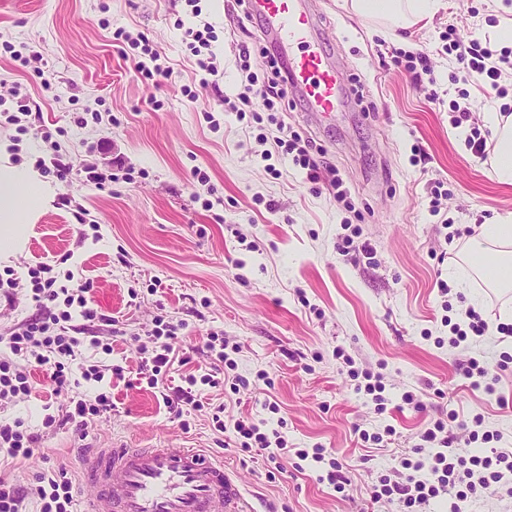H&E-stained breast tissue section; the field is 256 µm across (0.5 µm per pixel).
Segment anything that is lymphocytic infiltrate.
<instances>
[{
	"instance_id": "lymphocytic-infiltrate-1",
	"label": "lymphocytic infiltrate",
	"mask_w": 512,
	"mask_h": 512,
	"mask_svg": "<svg viewBox=\"0 0 512 512\" xmlns=\"http://www.w3.org/2000/svg\"><path fill=\"white\" fill-rule=\"evenodd\" d=\"M197 23L188 28L189 44L195 59V75H215L211 65L212 45L217 41L214 26L202 20L198 0H184ZM113 40L119 49L136 52L135 69L144 79L167 75L168 66L161 64L160 54L145 36L134 37L124 29H116ZM450 52L461 66L462 79L478 86L484 92L503 94L501 80L512 70V52L494 50L482 45L479 38L465 41L452 40ZM251 48L241 43L238 49L240 70L244 76V90L238 99L242 104L237 116L245 120L247 127L258 128L264 123L265 112L278 110L288 96L287 74L283 67L272 69V76L259 80L252 72L249 60ZM261 97L265 110L249 109L251 97ZM31 285V298L39 312L18 325L5 339L8 354H0V399L26 398L32 391L30 382L34 370L45 372L55 396L63 397L60 414H45L44 429L52 430L65 422L85 425L87 418H101L111 413L113 403L104 393L95 396H71L72 388L83 381L102 382L105 377L122 378L124 369L119 365L93 361L79 357L78 349L90 345L91 349L111 354V343L98 337L83 339L75 318L92 321L96 311L89 305V285L76 279L73 272L59 273L54 264L37 262L27 270ZM179 326L170 320L157 319L149 333L152 344L150 356L142 357L140 371L146 372L151 386H158L163 369L174 363ZM446 425L436 420L432 427L421 434V441L431 445L428 455L417 460H404V468L410 469L411 477L400 483L390 478H380L372 496L380 501L397 500L401 512H418L431 499L445 491L454 492L457 501H467L475 494L496 495L501 489H512V448H494L489 453L467 457H451L446 453L448 439L444 435ZM40 440L38 432L21 420H0V451L13 458H29ZM35 501L39 512H73L72 483L66 472L44 471L25 487H17L0 480V512H26V501Z\"/></svg>"
}]
</instances>
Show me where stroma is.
I'll return each instance as SVG.
<instances>
[{
    "mask_svg": "<svg viewBox=\"0 0 512 512\" xmlns=\"http://www.w3.org/2000/svg\"><path fill=\"white\" fill-rule=\"evenodd\" d=\"M200 5L218 34L217 75L208 87L194 81L186 59L183 34L194 20L182 0H0V95L17 86L40 105L25 135L1 123L0 142L20 136L10 159L28 165L51 156L42 131H59L63 160L73 168L66 183L43 175L55 198L30 216L23 246L0 261V271L13 269L23 280L29 265L62 258L67 269L82 272L99 315L84 322V332L110 337L104 320L118 319L123 333L111 337V361L125 369L123 380L75 389L79 396L110 395V417L44 434L32 457L0 460V479L24 486L61 468L78 499L85 491L83 450L121 440L131 448L206 449L240 476L258 512H396L373 502L371 490L379 476L400 471L436 419L447 422L450 453L476 450L458 422L477 414L483 430L500 434L501 447L512 446V362L503 359L512 343L496 330L512 297L476 278L446 295L438 288L462 254L447 242L448 228L512 212V186L499 184L466 141L471 128L483 127L484 112L512 108V84L501 98L457 80L443 41L450 30L461 38L485 34L498 22L493 0H448L410 39L351 13L343 0H313L321 38L358 98L322 123L289 96L261 131L243 128L234 112L243 86L238 27L226 2ZM119 28L148 37L172 74L144 80L113 44ZM7 43L29 56V67L4 51ZM399 51L429 54L443 105L431 103L426 86L395 64ZM44 78L51 90H43ZM456 104L470 113L458 127ZM282 124L321 148L318 185L275 154ZM92 164L114 181L101 188L87 182L84 169ZM196 168L207 174L206 184L193 179ZM336 178L351 208L334 200ZM66 197L98 221V237H81ZM347 223L360 234L345 252ZM365 242L372 256L361 253ZM472 294L482 300L489 329L453 345L444 320L468 308ZM160 315L182 325L189 362L181 374L208 373L202 347L211 333L234 348L236 366L221 368L218 386L195 387L203 403L223 406V430L204 412L182 429L159 390L139 375L133 340ZM340 349L356 368L382 375L386 412L356 391L336 357ZM472 358L488 370L479 389L463 374ZM31 384L29 398L0 405V417L40 427L51 391L42 371H33ZM407 392L414 404L403 403ZM269 401L278 413L266 409ZM242 417L266 420L292 454L240 448L233 424ZM364 431L382 434V442L362 440ZM318 448L320 462L295 455ZM333 460L339 486L325 479Z\"/></svg>",
    "mask_w": 512,
    "mask_h": 512,
    "instance_id": "1",
    "label": "stroma"
}]
</instances>
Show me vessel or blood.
Returning a JSON list of instances; mask_svg holds the SVG:
<instances>
[{
	"label": "vessel or blood",
	"mask_w": 512,
	"mask_h": 512,
	"mask_svg": "<svg viewBox=\"0 0 512 512\" xmlns=\"http://www.w3.org/2000/svg\"><path fill=\"white\" fill-rule=\"evenodd\" d=\"M263 30L288 67V88L310 111L330 116L348 91L308 0H252ZM81 512H254L237 474L198 448L113 445L83 454Z\"/></svg>",
	"instance_id": "1"
}]
</instances>
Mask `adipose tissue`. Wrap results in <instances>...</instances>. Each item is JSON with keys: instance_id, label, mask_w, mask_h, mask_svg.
I'll use <instances>...</instances> for the list:
<instances>
[{"instance_id": "1", "label": "adipose tissue", "mask_w": 512, "mask_h": 512, "mask_svg": "<svg viewBox=\"0 0 512 512\" xmlns=\"http://www.w3.org/2000/svg\"><path fill=\"white\" fill-rule=\"evenodd\" d=\"M359 16L400 28L432 20L446 6L445 0H344ZM484 120L493 143L490 164L498 183L512 185V114L492 111ZM51 191L33 167L0 164V254H10L26 232L25 219L43 207ZM481 276L492 288H512V212L495 215L480 234L463 262L451 268L449 278L465 286Z\"/></svg>"}]
</instances>
